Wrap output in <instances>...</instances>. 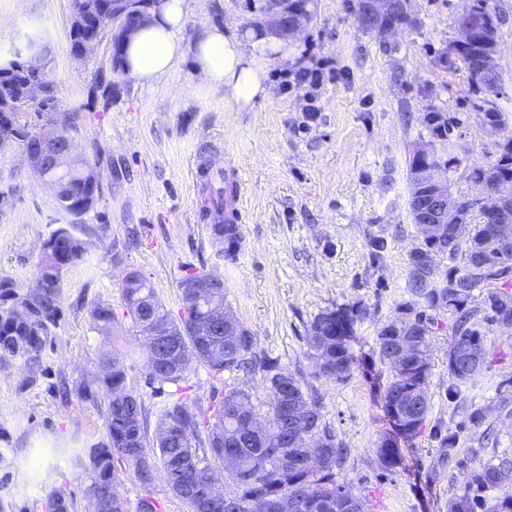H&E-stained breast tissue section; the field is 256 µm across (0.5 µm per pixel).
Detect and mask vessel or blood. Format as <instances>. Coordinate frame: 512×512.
<instances>
[{
    "label": "vessel or blood",
    "instance_id": "obj_1",
    "mask_svg": "<svg viewBox=\"0 0 512 512\" xmlns=\"http://www.w3.org/2000/svg\"><path fill=\"white\" fill-rule=\"evenodd\" d=\"M195 176L206 177L204 203L209 210V219L214 224H236L241 220L238 204L241 194V178L232 163L215 168L203 159L193 162Z\"/></svg>",
    "mask_w": 512,
    "mask_h": 512
}]
</instances>
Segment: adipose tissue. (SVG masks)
I'll return each instance as SVG.
<instances>
[{"label": "adipose tissue", "instance_id": "obj_1", "mask_svg": "<svg viewBox=\"0 0 512 512\" xmlns=\"http://www.w3.org/2000/svg\"><path fill=\"white\" fill-rule=\"evenodd\" d=\"M187 0H158L147 19L122 44L128 78L143 86L165 79L181 62H189L198 86L224 88L240 107L265 98L267 71L259 54L277 51L283 41L273 34L245 40L235 30L209 24L185 41Z\"/></svg>", "mask_w": 512, "mask_h": 512}]
</instances>
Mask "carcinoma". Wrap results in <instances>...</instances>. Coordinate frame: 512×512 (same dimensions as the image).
<instances>
[{
    "instance_id": "1",
    "label": "carcinoma",
    "mask_w": 512,
    "mask_h": 512,
    "mask_svg": "<svg viewBox=\"0 0 512 512\" xmlns=\"http://www.w3.org/2000/svg\"><path fill=\"white\" fill-rule=\"evenodd\" d=\"M113 0H101V26L93 23L84 30L69 32L70 47L88 35L104 33V27L133 28L136 20L128 13L112 10ZM280 6L288 16L313 19V0H282ZM485 11L500 16L491 0H465L460 19L481 15ZM417 24L407 0H395L391 11L383 15L374 32L386 27ZM500 24L484 23L475 37L455 50V62L438 56L437 64L444 69L464 68L468 75L479 72L489 51L498 49ZM110 80L95 76V88L112 89V81L125 77L119 54H114ZM25 76L14 72L0 77V100L18 95ZM473 108L483 113L484 125L493 132L503 122L497 103H489V90L483 84L469 81ZM35 115H58L62 134L78 132L75 113L59 107L57 91L41 99L35 106H27ZM429 143L439 144L438 154L429 157L416 150L409 158L407 179L410 186L409 213L414 224L420 222L419 203L431 192L420 178L424 168L440 163L451 169L457 159L445 154L452 132L453 118L446 112L430 111L424 116ZM19 145L18 134L0 130V162L8 159ZM49 176L66 180L76 200L89 199L94 191L81 185L73 167L49 168ZM470 178L486 183L512 195V139L498 144L494 160L472 169ZM498 218L470 200L457 202L455 217L448 232L437 238L420 239L410 251L406 290L411 300L396 307L412 322L409 336L400 340L418 341L419 358L411 364L399 362L396 356L397 339L389 335L390 325L377 331V355L382 369L378 377L382 385L384 409L396 408L400 413L398 435L406 441L416 438L425 428L431 413L428 391L433 369V357L428 336L432 318L427 311H443L451 315L453 344L479 350L478 360L469 363L453 352L448 359L455 366L448 367V398L463 400L479 380L484 369L487 350L486 334L481 322L475 320L470 307L476 290H486L482 305L485 319L503 327H512V306L504 308L502 298L512 300V248L504 247L498 237ZM212 243L217 255L231 258L237 250L240 231L236 224H213ZM390 249L384 236L368 239L370 265L381 266ZM86 247L77 236H50L44 243L35 278L26 288L12 279L0 277V363L21 358L29 376L24 385L36 380L40 354L52 341L58 326L62 304V276L79 260ZM423 257L446 258L451 265H418ZM121 297L127 314L140 332L159 327L181 337L180 351L200 354L198 364L205 367L215 379L224 372H241L246 376L259 374L271 394L270 408L260 414L252 403V395L243 388H235L219 400L211 402L208 413H202L188 397L180 396L166 404L157 414L153 433H148L144 401L127 384L124 356L114 350L100 351L94 379L106 390L107 410L105 427L108 441L101 447L86 452L84 459L90 471V483L85 494L91 496L104 483L118 490L122 470L132 471L139 485L147 491L154 483L155 472L163 470L169 491L186 507L187 512H200V505L191 492L210 482L212 475L226 470L233 475V488L214 484V493L220 504L217 512H366V503L353 496L346 486L336 480L338 470L346 460V449L332 427L322 421V397L318 389L304 382V377L288 372L272 358L256 351L252 332L238 323L239 335L213 339L191 332L192 325L210 313L211 301L200 305L181 301L178 317L165 309L151 283L135 272L123 280ZM25 303L21 316L12 314V305ZM368 315L366 306L359 303L343 304L327 309L314 317L310 324L308 346L315 360L317 373L336 380L350 375L355 364L348 344L355 326ZM94 328L107 332L112 328L114 315L108 304H97L90 310ZM148 383L172 384L182 391L180 382L185 373L176 370L153 376L155 367L146 358ZM288 379L291 391L284 392L283 379ZM295 401L305 411L290 419L286 401ZM134 431L137 439L129 449V456L119 454L125 445L127 433ZM224 437V447L213 448L215 435ZM317 447L322 463H305L310 447ZM379 462L386 468H395L402 458L392 442L383 441L376 448ZM448 512H512V459H492L472 475L463 493L448 501Z\"/></svg>"
}]
</instances>
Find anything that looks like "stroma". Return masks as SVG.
I'll list each match as a JSON object with an SVG mask.
<instances>
[{
	"label": "stroma",
	"mask_w": 512,
	"mask_h": 512,
	"mask_svg": "<svg viewBox=\"0 0 512 512\" xmlns=\"http://www.w3.org/2000/svg\"><path fill=\"white\" fill-rule=\"evenodd\" d=\"M502 16L498 61L505 121L487 131L483 115L468 104L466 71L439 67L437 55L459 36L464 0H410L415 27L379 38L365 30L356 0H316V17L276 54L262 57L268 94L240 108L224 89H198L188 64L166 81L142 86L123 79L111 100L91 98L95 74H109L112 35L104 33L87 63L70 55L72 0H0V57L28 35L51 43L47 65L62 108L74 111L79 141L89 147L101 195L79 223L86 234L83 257L63 275L62 316L52 344L41 353L36 381L15 360L0 365V512H47L50 489L73 497L75 512H89L88 476L68 451L104 442V389L82 395L101 348L126 356L127 381L148 419L175 393H156L147 382L143 337L121 299L126 272L148 279L170 313H178V283L189 269L219 274L224 299L253 333L257 350L304 376L322 396V414L348 450L340 483L366 501L368 512H448V501L492 455L512 456V327L485 325L487 362L479 387L465 400L448 398L446 313H434L429 336L434 367L429 380L430 423L402 444V463L383 468L376 449L391 436L373 380L378 327L406 301L408 255L417 242L409 215L407 165L427 140L426 112L459 119L448 151L459 160L448 172L453 197L479 195L468 177L487 164L499 142L512 139V0H494ZM267 0H189L185 37L220 23L246 29L264 20ZM324 69L316 93V120L303 111L305 88L283 87L282 74L302 52ZM212 165L232 161L244 182L245 218L233 258L217 256L197 203L201 186L191 174L195 157ZM20 156L0 165L13 180L10 205L0 208V277L28 286L41 244L70 221ZM388 239L380 267L369 266L370 236ZM361 303L369 316L351 341L357 361L349 377L318 375L310 355L309 325L318 313ZM110 304L111 335L94 329L90 310ZM192 401L208 409L213 396L243 387L257 410L270 393L261 376L238 373L213 379L199 364L186 373ZM482 410L481 423L471 414ZM458 437L457 455L444 458L436 428Z\"/></svg>",
	"instance_id": "obj_1"
}]
</instances>
